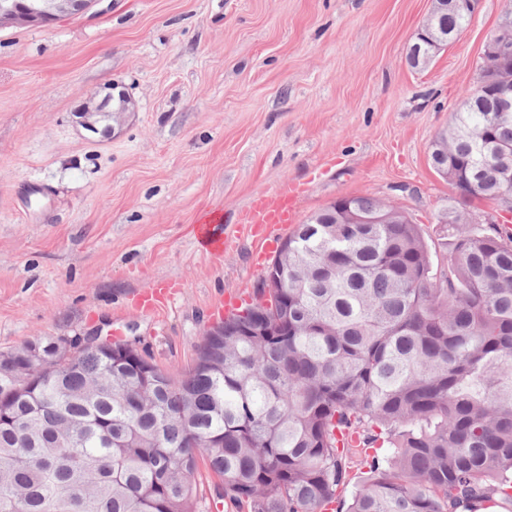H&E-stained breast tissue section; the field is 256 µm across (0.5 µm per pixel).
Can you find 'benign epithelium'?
Returning a JSON list of instances; mask_svg holds the SVG:
<instances>
[{
  "label": "benign epithelium",
  "mask_w": 512,
  "mask_h": 512,
  "mask_svg": "<svg viewBox=\"0 0 512 512\" xmlns=\"http://www.w3.org/2000/svg\"><path fill=\"white\" fill-rule=\"evenodd\" d=\"M98 0H0V29L8 26L49 25L63 18L74 17L88 11ZM134 101L121 90L119 95H105L93 106H85L79 112V123L87 131L99 132L98 124L107 122L104 131L113 133L120 129L130 112ZM288 255V240L280 248L263 278V287H281L280 273L283 260Z\"/></svg>",
  "instance_id": "7a95c632"
}]
</instances>
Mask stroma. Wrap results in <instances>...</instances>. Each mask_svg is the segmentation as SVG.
<instances>
[{
    "mask_svg": "<svg viewBox=\"0 0 512 512\" xmlns=\"http://www.w3.org/2000/svg\"><path fill=\"white\" fill-rule=\"evenodd\" d=\"M432 0H100L44 27L0 30V352L97 334L165 370L242 309L287 230L242 216L295 184L296 223L374 197L420 225L448 264V205L512 227L495 200H461L429 160L475 85L512 0H479L423 69L407 55ZM136 103L121 131L75 110L108 84ZM212 223L223 249L197 242Z\"/></svg>",
    "mask_w": 512,
    "mask_h": 512,
    "instance_id": "stroma-1",
    "label": "stroma"
}]
</instances>
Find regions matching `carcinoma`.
<instances>
[{
	"label": "carcinoma",
	"instance_id": "1",
	"mask_svg": "<svg viewBox=\"0 0 512 512\" xmlns=\"http://www.w3.org/2000/svg\"><path fill=\"white\" fill-rule=\"evenodd\" d=\"M471 14L426 19L408 61L435 55ZM512 54L483 59L477 85L430 146L464 197L512 204V113L497 111ZM393 205L349 197L288 235L284 287L256 289L205 336V364L164 371L138 348L52 340L0 354V512H198L200 465L216 495L254 512H324L366 476L346 512H512V233L458 226L448 269L420 225L344 224ZM264 327L267 332L253 335ZM392 453L373 452L381 442Z\"/></svg>",
	"mask_w": 512,
	"mask_h": 512
}]
</instances>
